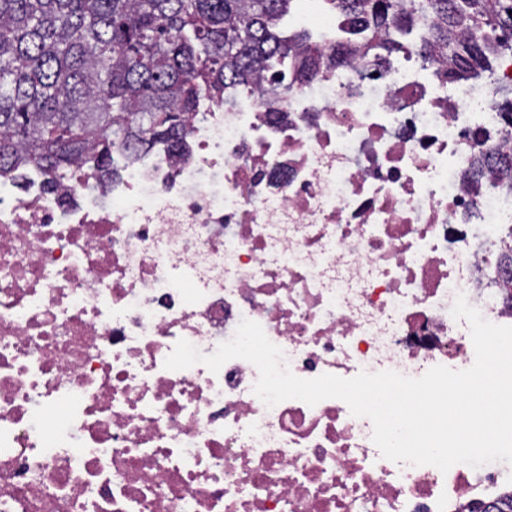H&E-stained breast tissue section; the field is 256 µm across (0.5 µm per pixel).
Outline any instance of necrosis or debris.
<instances>
[{"label": "necrosis or debris", "instance_id": "obj_1", "mask_svg": "<svg viewBox=\"0 0 512 512\" xmlns=\"http://www.w3.org/2000/svg\"><path fill=\"white\" fill-rule=\"evenodd\" d=\"M281 29L329 60L302 81L287 59L276 107L203 102L183 149L116 156L102 185L0 177V512H466L512 492L503 461L383 458L341 400L266 406L245 360L164 366L248 319L298 377L417 378L475 360L457 295L512 326L490 283L512 280V57L484 81L431 46L384 67L335 0H295Z\"/></svg>", "mask_w": 512, "mask_h": 512}]
</instances>
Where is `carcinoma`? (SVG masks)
<instances>
[{"instance_id":"cac0c4a2","label":"carcinoma","mask_w":512,"mask_h":512,"mask_svg":"<svg viewBox=\"0 0 512 512\" xmlns=\"http://www.w3.org/2000/svg\"><path fill=\"white\" fill-rule=\"evenodd\" d=\"M293 0H0V175L74 167L112 176L113 155L183 147L201 99L253 88L288 58ZM370 34L424 21L448 77L477 80L512 55V0H343Z\"/></svg>"}]
</instances>
